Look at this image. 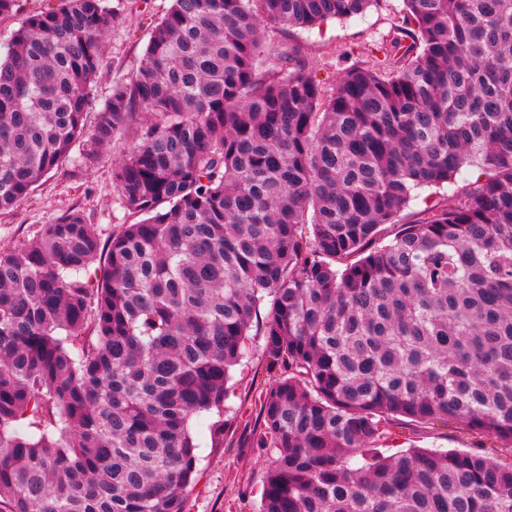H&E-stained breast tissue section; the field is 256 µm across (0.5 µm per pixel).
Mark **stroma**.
<instances>
[{"instance_id":"obj_1","label":"stroma","mask_w":512,"mask_h":512,"mask_svg":"<svg viewBox=\"0 0 512 512\" xmlns=\"http://www.w3.org/2000/svg\"><path fill=\"white\" fill-rule=\"evenodd\" d=\"M118 17L104 37L105 61L97 81L96 105L111 97L115 85L129 81L149 40L151 29L171 6V0H111ZM403 10L402 0H381L365 14L351 19H331L310 29L286 33L265 27L264 39L277 49L301 45L312 59L313 79L326 90L335 88L355 58L389 42ZM121 146H99L83 138L69 160L53 171L25 199L0 214V249L13 248L40 234L44 225L67 211L80 210L94 224L101 241H108L131 218L120 204L113 171ZM264 339L249 341V354L227 384L225 405L231 429L224 445L212 447L210 417L193 418L197 444V479L190 489L185 512H250L259 502L268 461L253 448L250 432L256 422V401L269 384L263 356ZM469 442L464 429L420 431L397 427L387 446L390 452L421 447L462 448Z\"/></svg>"}]
</instances>
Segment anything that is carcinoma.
Instances as JSON below:
<instances>
[{
	"label": "carcinoma",
	"mask_w": 512,
	"mask_h": 512,
	"mask_svg": "<svg viewBox=\"0 0 512 512\" xmlns=\"http://www.w3.org/2000/svg\"><path fill=\"white\" fill-rule=\"evenodd\" d=\"M59 2L0 59V212L96 97L117 15ZM380 2L172 0L94 126L134 130L139 221L104 244L73 210L0 251V512H184L190 422L255 325L257 512H512V0H404L400 55L329 92L264 43ZM397 425L477 441L387 456Z\"/></svg>",
	"instance_id": "obj_1"
}]
</instances>
